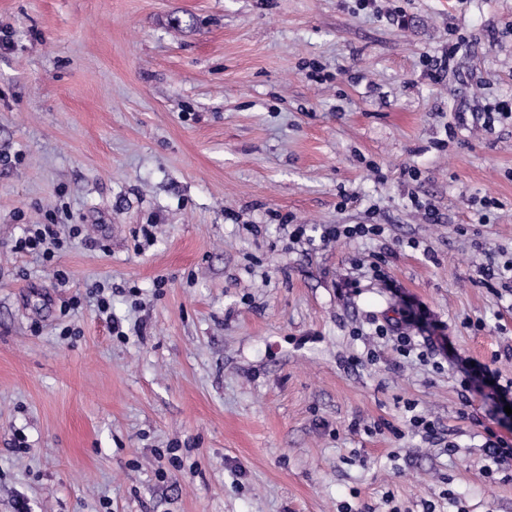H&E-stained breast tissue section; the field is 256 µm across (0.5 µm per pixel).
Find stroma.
Wrapping results in <instances>:
<instances>
[{
    "label": "stroma",
    "instance_id": "obj_1",
    "mask_svg": "<svg viewBox=\"0 0 512 512\" xmlns=\"http://www.w3.org/2000/svg\"><path fill=\"white\" fill-rule=\"evenodd\" d=\"M377 5L0 0V512H512L482 397L374 333L512 381V0ZM58 226L60 224H26L23 235L15 240L12 250L38 253L46 262H50L63 245ZM384 229L380 224H329L324 225L320 239L322 241L339 240L344 237L363 238L368 236L380 237ZM375 330L379 336H394V350L398 355L404 358L410 357L411 353L420 349L417 346H421V344L416 343L412 336H408L407 333L400 331L401 327L399 323H391L388 324L387 327L379 325ZM448 360L460 368L461 372L465 373L467 378L461 380L460 387L461 390L458 393L462 404L466 407L472 405V398L468 393H472L473 389L470 384L472 374L480 373L483 376V385L487 388H490L493 392L484 394L483 389H475V391L481 395H483L487 399L495 400L498 395V390L496 387V382H498L499 372L490 370L489 367L483 366L480 364L474 363V366H471V360L468 358H462L452 345V342L448 336ZM489 381H494V384H489ZM496 381V382H495Z\"/></svg>",
    "mask_w": 512,
    "mask_h": 512
}]
</instances>
